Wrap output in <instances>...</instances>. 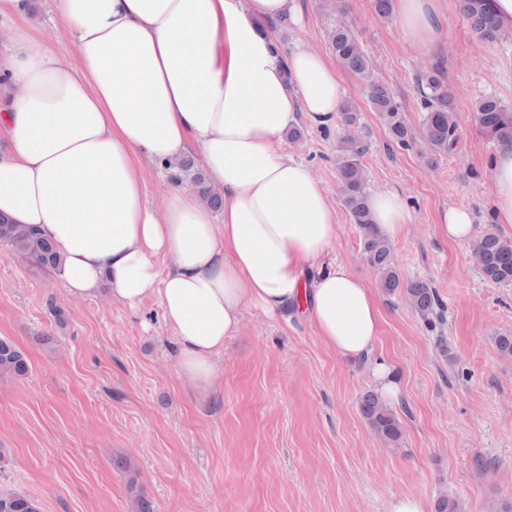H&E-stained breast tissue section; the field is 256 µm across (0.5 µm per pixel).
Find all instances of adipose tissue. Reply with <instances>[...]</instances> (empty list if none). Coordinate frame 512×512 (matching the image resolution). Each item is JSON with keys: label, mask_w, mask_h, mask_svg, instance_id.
<instances>
[{"label": "adipose tissue", "mask_w": 512, "mask_h": 512, "mask_svg": "<svg viewBox=\"0 0 512 512\" xmlns=\"http://www.w3.org/2000/svg\"><path fill=\"white\" fill-rule=\"evenodd\" d=\"M441 0H394L407 36H440ZM71 61L24 20L31 0H0V214L36 226L63 263L68 294L107 292L134 309L157 299L177 369L206 389L243 313L304 310L324 344L370 356L381 331L374 292L326 262L338 222L327 192L278 150L298 120L328 128L347 89L323 53L281 49L296 0H54ZM199 154L223 199L214 222L193 190L172 181ZM167 182L163 211L146 172ZM493 206L512 224V142L495 161ZM387 236L411 220L400 192L369 199Z\"/></svg>", "instance_id": "1"}]
</instances>
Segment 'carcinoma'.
Instances as JSON below:
<instances>
[{
    "mask_svg": "<svg viewBox=\"0 0 512 512\" xmlns=\"http://www.w3.org/2000/svg\"><path fill=\"white\" fill-rule=\"evenodd\" d=\"M459 2L461 14L477 40L494 43L504 39V32L487 8L485 0ZM330 46L341 66L362 82L363 92L373 111L388 127L394 142L401 147L410 146L414 133L405 122L402 107L385 85L371 79L367 57L355 33L347 26H336L331 33ZM417 88L424 109L421 134L434 154H446L457 139L450 107L451 93L435 71L421 75L417 80ZM360 119V113L351 103L342 105V125L346 130H354V133L343 137L336 155V178L343 203L353 222L363 232L364 250L379 275V287L389 296H404L417 313L428 320L442 308L438 293L426 280H408L401 276L394 264L389 241L371 222L368 184L362 165L367 143L360 132ZM473 122L476 129L490 139L512 141V109L496 97L487 96L477 101ZM181 171L183 179L193 186L211 209L221 210V197L208 187L201 172L193 170L191 162L182 163ZM0 243L9 246L14 254L38 269L53 271L61 265V258L53 243L34 226L14 224L0 217ZM472 258L485 281L501 287L512 286V240L499 234L494 225H488L475 239ZM29 367L26 353L14 342L0 338V373L25 377L29 374ZM360 411L368 424L383 438L389 441L399 439V420L378 394H365L360 402ZM0 512L42 510L39 501L27 491L13 489L0 491Z\"/></svg>",
    "mask_w": 512,
    "mask_h": 512,
    "instance_id": "obj_1",
    "label": "carcinoma"
}]
</instances>
